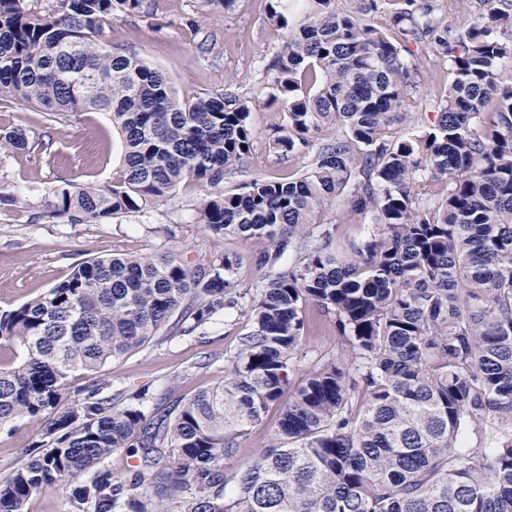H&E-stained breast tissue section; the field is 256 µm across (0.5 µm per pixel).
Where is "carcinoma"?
I'll return each instance as SVG.
<instances>
[{"mask_svg":"<svg viewBox=\"0 0 512 512\" xmlns=\"http://www.w3.org/2000/svg\"><path fill=\"white\" fill-rule=\"evenodd\" d=\"M351 2L310 0L293 23L288 0H269L280 42L265 105L288 117L275 149L313 162L288 181L226 189L258 136L248 101L232 90L181 99L164 72L98 39L116 9L158 20L157 0H0V97L51 123L106 112L124 144L115 181L58 189L50 215L139 213L192 180L214 233L264 242L265 264L291 245L300 253L256 293L238 288V258L226 254L194 271L172 255L90 257L1 313L0 347L13 357L0 362V424L43 416L46 427L0 483V512H27L65 482L75 512H512V74L502 71L512 0H480L452 51L438 0ZM389 28L448 61V92L422 131L400 127L417 67ZM330 121L342 135L315 144ZM35 145L48 152L52 141L0 130V152ZM338 198L371 217L365 238L341 241L320 224ZM308 302L333 316L351 359L293 383ZM237 307L252 331L224 381L174 415L149 410L145 389L113 398L97 381L60 408L75 375L143 347L177 310L172 330L202 335ZM275 404L268 444L231 466ZM472 436L479 446H467ZM121 448L149 478L103 466Z\"/></svg>","mask_w":512,"mask_h":512,"instance_id":"obj_1","label":"carcinoma"}]
</instances>
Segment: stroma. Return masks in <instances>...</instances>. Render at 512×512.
Listing matches in <instances>:
<instances>
[{"label": "stroma", "instance_id": "1", "mask_svg": "<svg viewBox=\"0 0 512 512\" xmlns=\"http://www.w3.org/2000/svg\"><path fill=\"white\" fill-rule=\"evenodd\" d=\"M163 20L117 11L102 38L161 69L187 98L213 95L232 86L250 101L258 138L243 164L247 176L285 181L307 164L286 158L269 146L285 115L266 106V68L279 40L267 19V0H234L226 10L207 0H160ZM419 73L415 106L407 124L425 128L433 122L448 90V69L427 65L422 47L412 50ZM25 127L30 136L51 131V154L0 152V312L10 310L62 280L86 257L112 253L177 257L196 268L216 255L239 256L236 279L249 288L287 268L297 258L286 251L276 265L257 262L264 246L214 235L198 223L199 187L185 182L166 202L144 212L121 215L103 224H70L49 216L45 205L62 181L110 183L124 156L123 141L102 112L66 114L48 124L40 109L12 98H0V128ZM307 331L293 360L295 377L329 359H347L349 348L333 320L317 306L305 307ZM248 316L227 309L216 315L205 335L182 336L161 329L145 346L107 364L100 377L104 394L149 389L161 411L174 410L200 389L221 382L224 360L233 355L239 338L249 332ZM45 419L28 417L0 428V482L23 463L41 440Z\"/></svg>", "mask_w": 512, "mask_h": 512}]
</instances>
